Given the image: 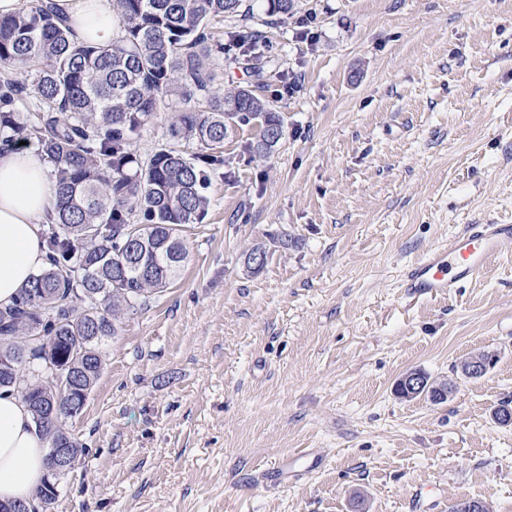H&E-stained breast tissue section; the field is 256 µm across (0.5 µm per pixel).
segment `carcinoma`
I'll list each match as a JSON object with an SVG mask.
<instances>
[{
  "mask_svg": "<svg viewBox=\"0 0 512 512\" xmlns=\"http://www.w3.org/2000/svg\"><path fill=\"white\" fill-rule=\"evenodd\" d=\"M242 0H116L122 25L109 44L74 40L46 0L0 18V140L36 138L52 164L57 192L45 237L49 267L0 310V389L28 405L48 448L86 449L65 431L101 375L100 345L118 332L122 307L162 291L187 259L183 228L210 206L211 173L224 163V140L251 126L248 146L265 157L268 133L283 123L268 89L265 57L251 49L235 58L253 82L212 90L203 59L224 53L211 43L213 20L238 12ZM296 0H267L269 17L292 16ZM32 92L36 121L13 108ZM177 93L185 108L169 127L173 145L140 161L131 140L162 98ZM197 146L187 154L176 148ZM85 303L75 310L74 300ZM410 389L403 398L446 399L449 384ZM57 489L43 485L27 512H48Z\"/></svg>",
  "mask_w": 512,
  "mask_h": 512,
  "instance_id": "cac0c4a2",
  "label": "carcinoma"
}]
</instances>
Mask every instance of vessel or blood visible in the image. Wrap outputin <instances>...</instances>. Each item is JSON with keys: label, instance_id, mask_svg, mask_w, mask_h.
<instances>
[{"label": "vessel or blood", "instance_id": "b4317fda", "mask_svg": "<svg viewBox=\"0 0 512 512\" xmlns=\"http://www.w3.org/2000/svg\"><path fill=\"white\" fill-rule=\"evenodd\" d=\"M512 256V224H471L449 248L408 264L399 286L404 298L433 299L464 288L485 273L496 257Z\"/></svg>", "mask_w": 512, "mask_h": 512}]
</instances>
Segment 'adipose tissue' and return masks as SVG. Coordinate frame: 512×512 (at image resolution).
Instances as JSON below:
<instances>
[{"mask_svg":"<svg viewBox=\"0 0 512 512\" xmlns=\"http://www.w3.org/2000/svg\"><path fill=\"white\" fill-rule=\"evenodd\" d=\"M76 40L109 43L119 20L104 0H52ZM37 150L0 149V307L48 266L45 229L53 213L55 183ZM46 442L16 394L0 390V500L29 502L47 477Z\"/></svg>","mask_w":512,"mask_h":512,"instance_id":"obj_1","label":"adipose tissue"}]
</instances>
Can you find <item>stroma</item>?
<instances>
[{
  "instance_id": "1",
  "label": "stroma",
  "mask_w": 512,
  "mask_h": 512,
  "mask_svg": "<svg viewBox=\"0 0 512 512\" xmlns=\"http://www.w3.org/2000/svg\"><path fill=\"white\" fill-rule=\"evenodd\" d=\"M243 4L212 30L262 32L284 135L263 160L255 128L225 141L179 278L102 344L51 512H512V257L445 299L398 288L466 225L512 223V0H299L312 44ZM182 107L159 103L138 158ZM483 350L485 375L457 372ZM415 369L447 400L400 397ZM306 448L320 468L268 481Z\"/></svg>"
}]
</instances>
